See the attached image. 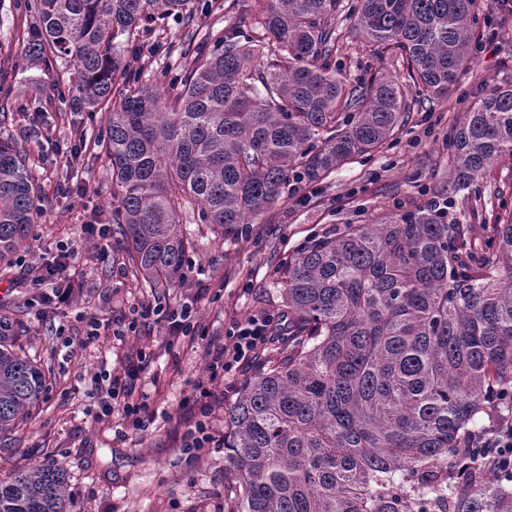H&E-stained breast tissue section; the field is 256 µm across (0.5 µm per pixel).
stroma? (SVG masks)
<instances>
[{"mask_svg":"<svg viewBox=\"0 0 512 512\" xmlns=\"http://www.w3.org/2000/svg\"><path fill=\"white\" fill-rule=\"evenodd\" d=\"M12 3L0 0V104L8 108L0 131L28 141L44 206L20 253L22 265L0 276V316L26 326L21 342L44 368L47 389L37 412L21 425L18 441L0 440V480L17 468L54 460L68 473L73 512H225L232 483L224 478L223 449L207 448L191 459L179 450L184 431L179 418L194 400L197 383L208 379L205 346L222 341L234 322L284 312L281 266L312 235L334 225L367 224L447 196L450 128L477 96L512 84V12L499 9L497 0H477L493 17L495 36L489 48L476 53L473 73L447 99L423 102L415 88H408L410 116L396 139L331 173L315 185L310 203L283 196L250 222V235L219 239L207 227H193L196 247L184 282L156 294L126 274L122 244L110 240L102 252L96 240L81 233V224L93 213L106 216L112 208L109 166L97 148L83 153L77 163L85 196L65 198L58 190L68 171L59 147L81 132L97 130L99 120L59 104L53 84L68 82L64 62L50 72L39 63L24 64L21 34L31 16ZM187 9L198 14L205 31L250 26L238 0H188ZM336 26L351 79L373 72L403 78L397 59L358 46L348 34V21L337 19ZM187 33L183 20L171 17L142 38L145 76L190 62ZM33 96L48 111L49 136L33 134L30 113L20 109ZM509 173L512 160L495 162L475 178L469 192L488 199L493 211H511L512 194L496 192ZM63 241L74 250L81 286L68 305L49 310L40 305L38 289L24 287L20 280L25 267L52 259ZM184 302L197 307L193 324L199 335L193 345H167L156 315L129 332V307L149 303L164 309ZM90 317L109 322L111 334L86 342ZM65 335L72 347L63 346ZM142 349L152 361L134 381L133 395L148 396L155 418L147 430L134 434L117 421H98L97 378L120 372L126 357Z\"/></svg>","mask_w":512,"mask_h":512,"instance_id":"stroma-1","label":"stroma"}]
</instances>
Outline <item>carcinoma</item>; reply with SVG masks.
I'll use <instances>...</instances> for the list:
<instances>
[{"label":"carcinoma","instance_id":"obj_1","mask_svg":"<svg viewBox=\"0 0 512 512\" xmlns=\"http://www.w3.org/2000/svg\"><path fill=\"white\" fill-rule=\"evenodd\" d=\"M186 0H32L26 56L71 62L57 98L100 114L112 235L138 284L172 288L193 250L182 216L220 238L384 145L410 105L397 80L352 84L336 16L397 58L426 101L472 68L475 0H244L250 30L206 34L172 91L131 61L136 30ZM122 77L123 82L116 81ZM448 147L453 189L512 158V84L477 97ZM25 142L0 139V260L27 240L40 186ZM483 243L431 205L331 227L288 257V343L258 363L224 415L231 512H512L469 439L512 415V213ZM0 320V436L40 406L46 375ZM0 512H71L55 462L0 481Z\"/></svg>","mask_w":512,"mask_h":512}]
</instances>
